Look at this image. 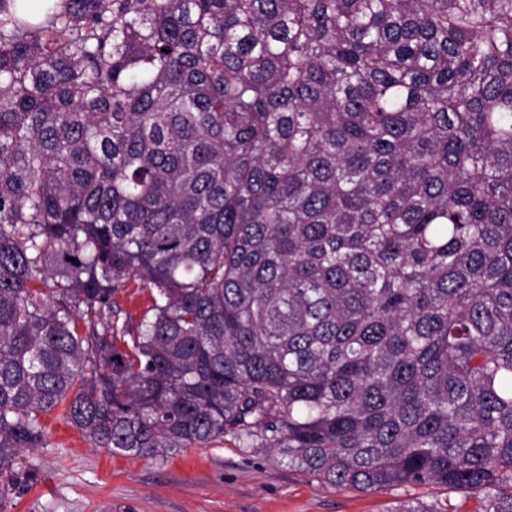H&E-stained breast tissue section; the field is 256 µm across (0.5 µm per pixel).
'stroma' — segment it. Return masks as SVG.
Returning a JSON list of instances; mask_svg holds the SVG:
<instances>
[{
    "label": "stroma",
    "instance_id": "35a3bbf8",
    "mask_svg": "<svg viewBox=\"0 0 512 512\" xmlns=\"http://www.w3.org/2000/svg\"><path fill=\"white\" fill-rule=\"evenodd\" d=\"M45 424L48 446L28 456L40 469L37 481L20 484L0 512H396L413 501L440 512L477 508L470 496L436 485L333 487L281 463L271 449L229 437L148 459L94 447L61 413Z\"/></svg>",
    "mask_w": 512,
    "mask_h": 512
}]
</instances>
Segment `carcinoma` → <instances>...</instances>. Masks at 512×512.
<instances>
[{
	"label": "carcinoma",
	"mask_w": 512,
	"mask_h": 512,
	"mask_svg": "<svg viewBox=\"0 0 512 512\" xmlns=\"http://www.w3.org/2000/svg\"><path fill=\"white\" fill-rule=\"evenodd\" d=\"M41 10L0 0V504L61 409L512 512V0Z\"/></svg>",
	"instance_id": "1"
}]
</instances>
